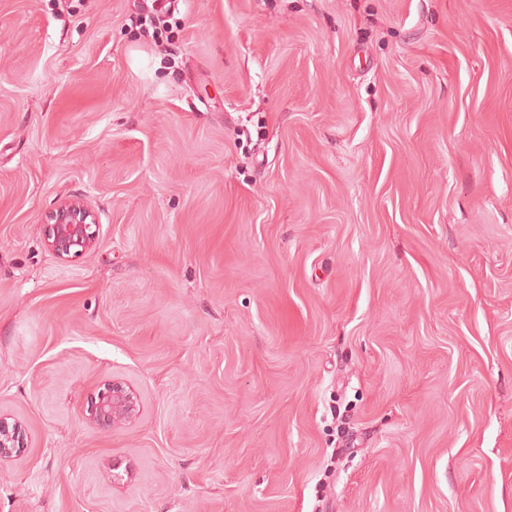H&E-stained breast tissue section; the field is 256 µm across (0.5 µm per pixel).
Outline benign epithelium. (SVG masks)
Instances as JSON below:
<instances>
[{
	"label": "benign epithelium",
	"mask_w": 512,
	"mask_h": 512,
	"mask_svg": "<svg viewBox=\"0 0 512 512\" xmlns=\"http://www.w3.org/2000/svg\"><path fill=\"white\" fill-rule=\"evenodd\" d=\"M98 238L95 213L84 201L65 199L46 220V240L54 254L62 259L94 247ZM140 413L136 391L122 382L112 383L91 407L89 421L101 428L128 424ZM24 447L21 426H8L0 421V461L17 456Z\"/></svg>",
	"instance_id": "obj_1"
}]
</instances>
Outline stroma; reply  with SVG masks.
Instances as JSON below:
<instances>
[{"mask_svg": "<svg viewBox=\"0 0 512 512\" xmlns=\"http://www.w3.org/2000/svg\"><path fill=\"white\" fill-rule=\"evenodd\" d=\"M140 3L0 0V512H512V0ZM97 238L95 213L82 200H63L46 220L48 246L62 259L92 249ZM140 413V399L136 391L122 382H112L91 407L89 421L101 428H112L128 424ZM23 433L20 425L14 424L12 429L0 421V461H7L17 456L18 450L24 448Z\"/></svg>", "mask_w": 512, "mask_h": 512, "instance_id": "1", "label": "stroma"}]
</instances>
